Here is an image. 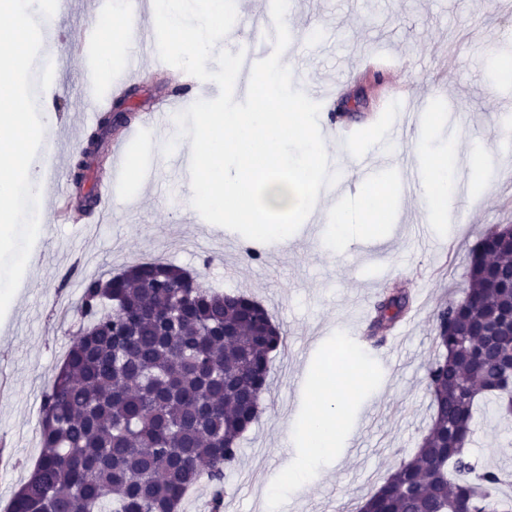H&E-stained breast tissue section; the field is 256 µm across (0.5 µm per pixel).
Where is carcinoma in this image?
Returning a JSON list of instances; mask_svg holds the SVG:
<instances>
[{
	"label": "carcinoma",
	"instance_id": "cac0c4a2",
	"mask_svg": "<svg viewBox=\"0 0 512 512\" xmlns=\"http://www.w3.org/2000/svg\"><path fill=\"white\" fill-rule=\"evenodd\" d=\"M110 127L105 112L87 134L76 190ZM409 309L390 289L373 333ZM76 312L86 327L43 393L41 456L6 512H181L203 483L210 512H224V470L258 418L270 354L286 347L268 309L155 258L85 280ZM434 322L427 433L357 512H512V496L499 497L508 474L469 452L480 402L512 416V235L489 231L470 249L465 295Z\"/></svg>",
	"mask_w": 512,
	"mask_h": 512
}]
</instances>
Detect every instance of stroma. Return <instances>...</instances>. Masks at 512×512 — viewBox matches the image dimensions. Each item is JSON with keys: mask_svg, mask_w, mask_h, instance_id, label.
Returning a JSON list of instances; mask_svg holds the SVG:
<instances>
[{"mask_svg": "<svg viewBox=\"0 0 512 512\" xmlns=\"http://www.w3.org/2000/svg\"><path fill=\"white\" fill-rule=\"evenodd\" d=\"M91 0H65L54 20L58 38L43 43L40 58L54 62L51 85L38 92L39 106H52L55 121L45 134L54 140L58 167L54 184L40 199V230L19 288L0 317V371L12 380L0 394V438L14 441L16 462L0 465V508L11 499L37 461L41 445L40 396L52 383L76 334L73 307L90 277H107L135 263L163 258L224 291L241 290L261 302L287 338L274 353L262 414L241 441V456L224 472V512H261L264 487L278 489L276 512H355L383 478L409 459L430 421L426 371L438 355L433 312L467 285L468 252L496 225L512 224V81H496L493 62L512 57V0H289L288 23L295 41L283 63L293 88L315 96L337 87L321 110L338 112L357 91L367 104L350 121L359 136L347 145L327 138L326 150L341 179L357 187L339 202L353 233L341 243L328 238L325 223L304 221L291 240L258 244L261 260L243 262V238L206 222L173 177L165 143L175 127L149 128L137 138L125 131L104 139L100 166L89 180L107 177L113 139H126V158L139 175L117 187L108 213L78 212L57 222L48 203L57 199L76 210L69 177L73 158L95 125L84 94L89 61L112 52V70L100 86L110 93L126 65L130 43L91 45L83 39L96 16ZM146 66L131 99L133 123L175 96L193 95L182 70ZM410 94L424 128L404 126L399 97ZM454 149L459 168L448 204L447 229L438 231L419 205L421 186L395 194L376 235L362 222L373 181L397 182V166ZM390 152L393 163L379 156ZM367 159L359 175L356 158ZM319 238H312L311 229ZM410 292L414 322L395 346L365 342L363 355L353 320L361 306H375L385 289ZM358 359L366 383L354 395L341 425L335 456L313 458L288 446L290 425L307 414L309 374L336 358ZM488 419L470 448L479 466L512 461V447L494 434ZM308 475L289 488L286 468Z\"/></svg>", "mask_w": 512, "mask_h": 512, "instance_id": "35a3bbf8", "label": "stroma"}]
</instances>
